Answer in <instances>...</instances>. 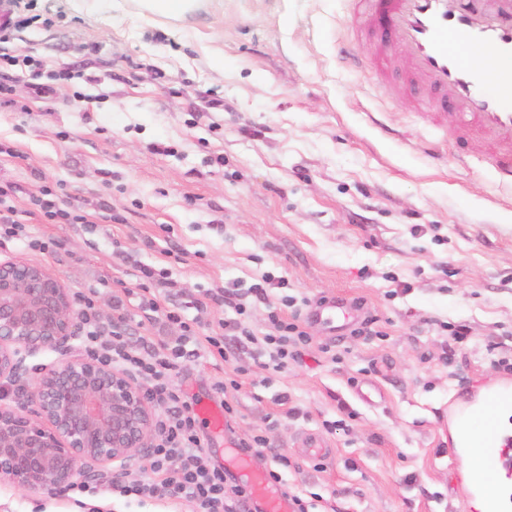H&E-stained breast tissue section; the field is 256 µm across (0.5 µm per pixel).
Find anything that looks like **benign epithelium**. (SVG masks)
<instances>
[{"mask_svg":"<svg viewBox=\"0 0 512 512\" xmlns=\"http://www.w3.org/2000/svg\"><path fill=\"white\" fill-rule=\"evenodd\" d=\"M72 303L44 270L0 264V379L20 375V354L64 358L13 408L0 405V482L49 496L78 479L122 478L151 448L152 404L140 385L89 357L71 358Z\"/></svg>","mask_w":512,"mask_h":512,"instance_id":"obj_1","label":"benign epithelium"}]
</instances>
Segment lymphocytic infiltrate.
<instances>
[{"label": "lymphocytic infiltrate", "mask_w": 512, "mask_h": 512, "mask_svg": "<svg viewBox=\"0 0 512 512\" xmlns=\"http://www.w3.org/2000/svg\"><path fill=\"white\" fill-rule=\"evenodd\" d=\"M14 193V186L0 185V241H25L35 250H53L54 241L29 240L11 203ZM274 285L273 278L267 275L250 287L231 283L219 293L211 292L206 299L196 300L195 309L199 312L211 301L233 308L234 317L225 319L220 334L214 336H199L197 319L187 318L180 310L166 311V320L177 325L180 334L157 343L145 338L134 341L126 336L124 324L128 309L122 298H114V315L107 323L99 314L97 289L89 288L80 295L79 317L87 349L98 359L118 365L142 381L148 397L160 409L150 453L122 480L100 484V494L115 493L140 501L170 500L177 506L188 503L200 512H249L247 489L233 482L222 466L204 455L198 433L199 419L174 377L183 362L197 358L203 351L229 359L232 351L228 343L232 340L254 345L256 358L264 368L275 372L287 370L310 340L301 315L294 308V297H281L280 307L269 311L270 331L264 336H256L246 323L253 301L267 299Z\"/></svg>", "instance_id": "f902f5d3"}]
</instances>
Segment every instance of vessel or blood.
Wrapping results in <instances>:
<instances>
[{
    "label": "vessel or blood",
    "mask_w": 512,
    "mask_h": 512,
    "mask_svg": "<svg viewBox=\"0 0 512 512\" xmlns=\"http://www.w3.org/2000/svg\"><path fill=\"white\" fill-rule=\"evenodd\" d=\"M371 36L376 53L364 69L385 73L398 66L405 89L426 82L434 97L421 101L436 127L448 135L472 130L495 142L488 166L501 184L512 187V0H483L481 9L457 6L456 0H352ZM482 64H474L473 56ZM352 308L322 297L305 313L308 323L329 333L349 327ZM196 413L212 435L224 432V412L213 400H201ZM512 414V386L478 392L461 389L450 414L459 439L454 460L473 454L472 478L457 475L464 493L482 498L487 512H512V435L501 418ZM224 465L250 491L251 512H293L287 490L272 482L252 455L224 451Z\"/></svg>",
    "instance_id": "b4317fda"
}]
</instances>
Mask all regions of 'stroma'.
<instances>
[{"instance_id":"stroma-1","label":"stroma","mask_w":512,"mask_h":512,"mask_svg":"<svg viewBox=\"0 0 512 512\" xmlns=\"http://www.w3.org/2000/svg\"><path fill=\"white\" fill-rule=\"evenodd\" d=\"M34 4L48 25L16 31L7 51L41 59L43 83L64 69L76 78L37 95L21 70L0 67L14 89L13 103L0 101V182L18 187L30 238L58 248L5 242L0 263L42 268L73 298L95 287L106 315L138 286L119 248L165 270L190 318L206 291L269 273L288 286L253 304L259 336L281 295L356 302L377 335L309 327L285 372L248 348L184 363L176 380L189 401L238 382L228 438L205 436L204 453L218 462L225 441L265 434L289 459V491L320 494L317 512H467L448 408L458 389L512 375L501 365L512 361V189L460 161L493 145L445 139L401 95L399 73L357 70L374 43L356 37L351 0H195L173 18L145 0ZM44 186L91 223H49L29 202ZM453 325L469 328L466 342ZM308 434L324 456L303 448ZM0 512L171 507L0 483Z\"/></svg>"}]
</instances>
